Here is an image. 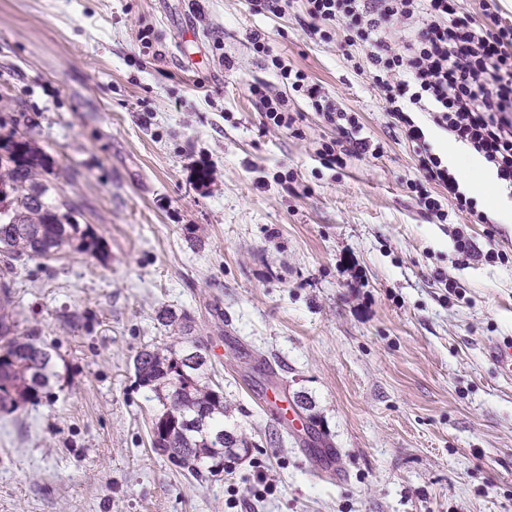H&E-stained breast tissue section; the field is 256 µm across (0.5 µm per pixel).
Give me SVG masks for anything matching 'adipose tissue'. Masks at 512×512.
I'll return each mask as SVG.
<instances>
[{
    "label": "adipose tissue",
    "instance_id": "adipose-tissue-1",
    "mask_svg": "<svg viewBox=\"0 0 512 512\" xmlns=\"http://www.w3.org/2000/svg\"><path fill=\"white\" fill-rule=\"evenodd\" d=\"M441 150L473 197L486 204L502 222H512V200L499 193L496 173L485 160L451 141L442 144Z\"/></svg>",
    "mask_w": 512,
    "mask_h": 512
}]
</instances>
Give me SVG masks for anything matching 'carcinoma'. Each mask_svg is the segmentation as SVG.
<instances>
[{
	"label": "carcinoma",
	"mask_w": 512,
	"mask_h": 512,
	"mask_svg": "<svg viewBox=\"0 0 512 512\" xmlns=\"http://www.w3.org/2000/svg\"><path fill=\"white\" fill-rule=\"evenodd\" d=\"M51 165L50 156L24 133L0 140V412L5 413L38 401L53 376L50 354L18 333L8 276L66 247L91 255L98 250L91 225L77 223V207L59 199L48 177ZM158 320L191 330L185 315L165 310ZM207 364L202 342L189 336L165 354L143 349L134 362L140 385L150 389L170 422L168 435L152 433V448L196 477L205 461L221 467L224 459L237 456V448L248 449L246 441L224 433V394Z\"/></svg>",
	"instance_id": "1"
}]
</instances>
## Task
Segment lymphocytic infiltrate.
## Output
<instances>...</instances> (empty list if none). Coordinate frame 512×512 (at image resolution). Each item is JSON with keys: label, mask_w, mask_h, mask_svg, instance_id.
<instances>
[{"label": "lymphocytic infiltrate", "mask_w": 512, "mask_h": 512, "mask_svg": "<svg viewBox=\"0 0 512 512\" xmlns=\"http://www.w3.org/2000/svg\"><path fill=\"white\" fill-rule=\"evenodd\" d=\"M304 9L310 34L328 38L338 26L363 50L373 89L383 94L392 126L400 128L417 156L421 177L410 187L420 208L441 222L455 210L473 223H488L434 153L429 126L413 115L428 113L431 126L470 146L512 189V26L500 25L489 7L485 23L476 24L456 0H304ZM400 23L411 30L402 43L391 37ZM280 76L336 128L337 138L321 145L326 164L339 166L346 155L371 152L356 113L326 101L303 70L284 66ZM427 182L439 186V194L424 190Z\"/></svg>", "instance_id": "lymphocytic-infiltrate-1"}]
</instances>
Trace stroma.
Returning <instances> with one entry per match:
<instances>
[{
  "instance_id": "35a3bbf8",
  "label": "stroma",
  "mask_w": 512,
  "mask_h": 512,
  "mask_svg": "<svg viewBox=\"0 0 512 512\" xmlns=\"http://www.w3.org/2000/svg\"><path fill=\"white\" fill-rule=\"evenodd\" d=\"M302 0H0V136L54 159L106 259L64 250L13 282L20 334L48 351L47 395L0 412V512H512V223L438 222L416 156L343 31L310 35ZM152 46L143 48L142 29ZM262 33L268 53L256 52ZM357 113L379 157L324 167L336 131L272 63ZM301 113L264 129L250 84ZM474 247L454 248L456 231ZM191 318L246 440L199 480L151 446L161 407L134 358ZM303 400L338 477H318ZM264 481H257V471ZM487 356L506 380L512 379V341H495L487 347Z\"/></svg>"
}]
</instances>
